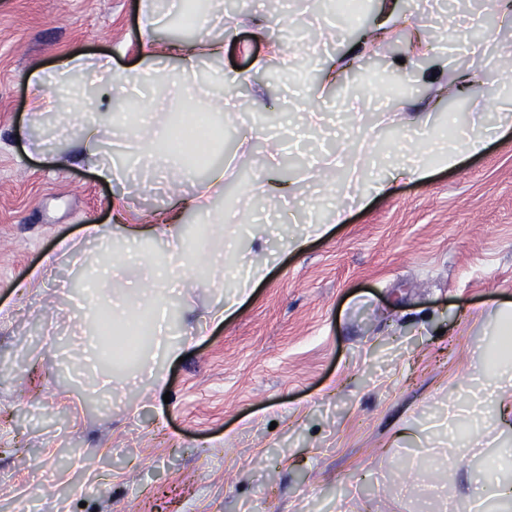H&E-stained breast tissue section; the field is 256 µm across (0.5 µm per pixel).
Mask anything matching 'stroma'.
Here are the masks:
<instances>
[{
  "label": "stroma",
  "instance_id": "obj_1",
  "mask_svg": "<svg viewBox=\"0 0 512 512\" xmlns=\"http://www.w3.org/2000/svg\"><path fill=\"white\" fill-rule=\"evenodd\" d=\"M337 23L317 0H217L224 55L198 56L195 74L236 78L219 156L228 176L214 210L233 214L207 251L223 278L162 291L179 327L142 362L163 378L111 397L96 356L88 300L75 279L106 258L83 227L114 207L139 223L166 208L171 186L137 155L139 131L101 120L98 149L129 170L117 183L79 161L77 125L29 109L32 72L71 56H108L112 86L131 68L172 87L174 47L193 44L160 24L153 48L138 33L149 0H0V512H469L488 452L511 444L493 414L456 437L445 407L491 349L496 306L512 304V126L477 155L428 176L398 177L390 194L352 205L408 144L453 112L487 123L512 63V15L484 0H363ZM287 12V24L270 20ZM389 26L382 42L369 33ZM358 70L357 110L325 85L327 63ZM332 116L303 127L297 105ZM287 196L259 191L270 139ZM309 224L323 236L298 250ZM73 247L62 253L61 241ZM265 264L222 323L209 311L237 294L241 252ZM56 260L42 288L29 274ZM460 455L457 467L443 455Z\"/></svg>",
  "mask_w": 512,
  "mask_h": 512
}]
</instances>
